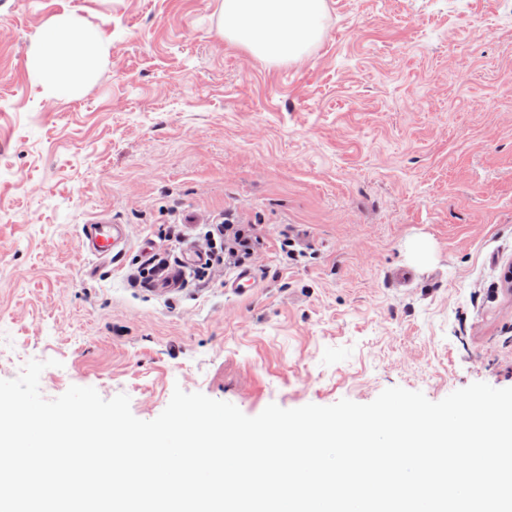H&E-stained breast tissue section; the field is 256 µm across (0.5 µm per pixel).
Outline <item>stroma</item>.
<instances>
[{"label": "stroma", "instance_id": "obj_1", "mask_svg": "<svg viewBox=\"0 0 512 512\" xmlns=\"http://www.w3.org/2000/svg\"><path fill=\"white\" fill-rule=\"evenodd\" d=\"M221 3L0 0V379L49 359L44 398L144 421L177 387L251 417L512 387V0H325L287 64L224 40ZM63 12L108 56L50 100L25 59ZM224 207L263 226L248 294L129 287L162 224ZM101 215L130 235L108 263ZM127 225L106 218H96L84 225L83 244L98 258H118L127 248Z\"/></svg>", "mask_w": 512, "mask_h": 512}]
</instances>
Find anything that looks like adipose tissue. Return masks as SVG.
Instances as JSON below:
<instances>
[{"instance_id":"ef3b65f1","label":"adipose tissue","mask_w":512,"mask_h":512,"mask_svg":"<svg viewBox=\"0 0 512 512\" xmlns=\"http://www.w3.org/2000/svg\"><path fill=\"white\" fill-rule=\"evenodd\" d=\"M323 12L324 0H223L219 31L264 60L296 61L324 37ZM105 55L95 30L63 14L51 19L26 67L48 98H69L94 80Z\"/></svg>"}]
</instances>
